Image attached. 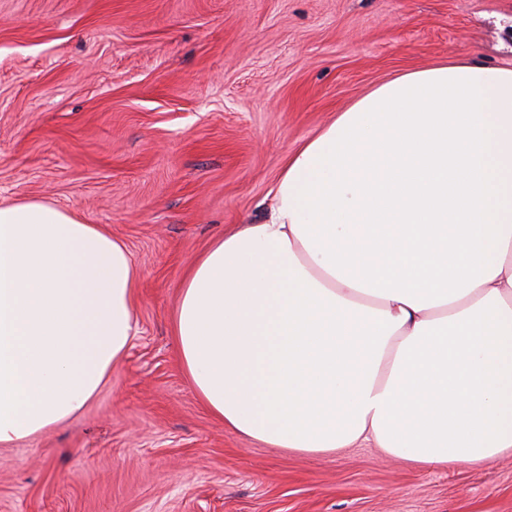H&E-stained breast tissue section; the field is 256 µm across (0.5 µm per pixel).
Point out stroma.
<instances>
[{"mask_svg": "<svg viewBox=\"0 0 512 512\" xmlns=\"http://www.w3.org/2000/svg\"><path fill=\"white\" fill-rule=\"evenodd\" d=\"M512 63V0H0V199L105 226L134 335L72 419L0 447V512H512V455L421 467L271 448L203 406L181 280L260 219L288 154L398 73Z\"/></svg>", "mask_w": 512, "mask_h": 512, "instance_id": "obj_1", "label": "stroma"}]
</instances>
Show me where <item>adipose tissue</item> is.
<instances>
[{
  "label": "adipose tissue",
  "instance_id": "adipose-tissue-1",
  "mask_svg": "<svg viewBox=\"0 0 512 512\" xmlns=\"http://www.w3.org/2000/svg\"><path fill=\"white\" fill-rule=\"evenodd\" d=\"M269 197L182 280L173 333L207 411L307 454L512 453V65L376 86L288 155ZM140 277L76 211L0 203V446L94 397Z\"/></svg>",
  "mask_w": 512,
  "mask_h": 512
}]
</instances>
